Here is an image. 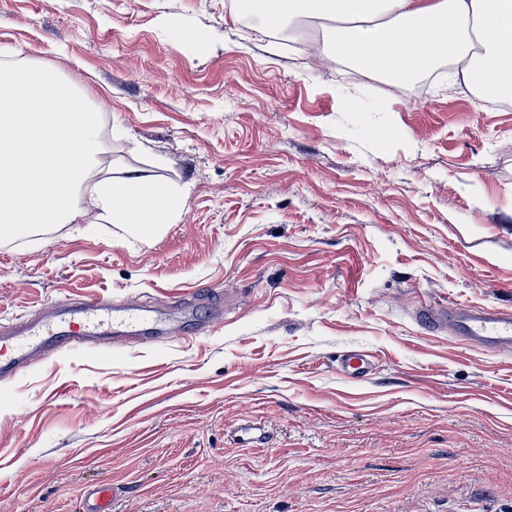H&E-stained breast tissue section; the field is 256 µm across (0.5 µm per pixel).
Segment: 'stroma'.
I'll return each mask as SVG.
<instances>
[{"label":"stroma","mask_w":512,"mask_h":512,"mask_svg":"<svg viewBox=\"0 0 512 512\" xmlns=\"http://www.w3.org/2000/svg\"><path fill=\"white\" fill-rule=\"evenodd\" d=\"M234 0H0V65L99 111L92 177L181 191L132 238L0 241V331L101 296L107 354L0 380V512H512V356L422 310L512 309V103L400 82ZM370 354L346 380L345 352ZM114 488L109 483H100L86 504L85 512H112Z\"/></svg>","instance_id":"35a3bbf8"}]
</instances>
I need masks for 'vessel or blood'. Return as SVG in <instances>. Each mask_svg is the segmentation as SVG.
Returning <instances> with one entry per match:
<instances>
[{
  "label": "vessel or blood",
  "mask_w": 512,
  "mask_h": 512,
  "mask_svg": "<svg viewBox=\"0 0 512 512\" xmlns=\"http://www.w3.org/2000/svg\"><path fill=\"white\" fill-rule=\"evenodd\" d=\"M428 320L437 326L451 323L461 339L477 346L504 354L512 352V310L459 305L429 315ZM116 324L133 329L140 320L108 307L98 297L88 298L75 307L49 308L42 318L26 320L11 328L10 349L0 353V376H13L37 353L94 352L107 347ZM369 366L366 354L357 351L348 352L342 360V370L351 379L364 377ZM114 495L110 484L100 483L86 504V512H112Z\"/></svg>",
  "instance_id": "obj_1"
}]
</instances>
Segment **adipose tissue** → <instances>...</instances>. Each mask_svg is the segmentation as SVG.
Here are the masks:
<instances>
[{
    "mask_svg": "<svg viewBox=\"0 0 512 512\" xmlns=\"http://www.w3.org/2000/svg\"><path fill=\"white\" fill-rule=\"evenodd\" d=\"M260 23L307 14L331 22L337 61L407 81L443 60L465 83L512 103V0H257ZM100 149L97 115L70 82L26 66L0 67V240L75 224L89 197L110 223L141 235L171 223L182 195L137 173L88 177Z\"/></svg>",
    "mask_w": 512,
    "mask_h": 512,
    "instance_id": "obj_1",
    "label": "adipose tissue"
}]
</instances>
